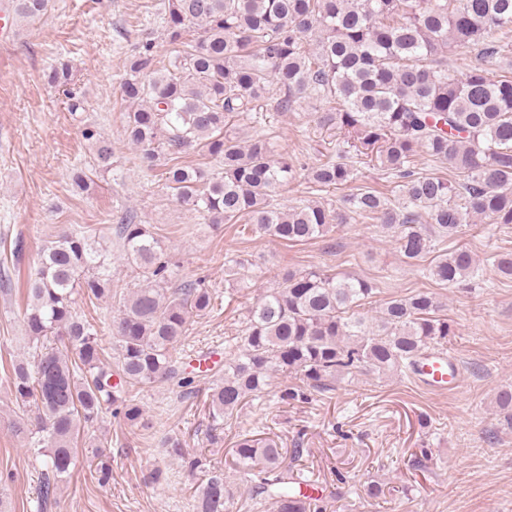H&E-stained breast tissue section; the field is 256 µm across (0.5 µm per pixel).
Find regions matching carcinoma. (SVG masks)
I'll use <instances>...</instances> for the list:
<instances>
[{
    "label": "carcinoma",
    "mask_w": 512,
    "mask_h": 512,
    "mask_svg": "<svg viewBox=\"0 0 512 512\" xmlns=\"http://www.w3.org/2000/svg\"><path fill=\"white\" fill-rule=\"evenodd\" d=\"M47 0H12L20 21L42 17ZM168 49L147 38L126 62L120 84L129 103L125 140L141 164L159 173L180 206L204 223L249 224L289 243L327 236L346 216L322 204L281 210L276 195L298 173L297 158L272 138L242 141L235 118L273 106L293 110L304 101L318 129L345 133L336 156L304 168L323 191L356 179L355 163L378 167L397 184L402 205L371 188L348 199V213L401 228L399 250L414 264L476 218L512 224V74L494 72L512 57V0H166ZM472 48L478 63L448 69L454 47ZM50 82L61 88L71 113L84 110L70 88L69 68ZM92 168L112 171V140L87 125ZM201 152L220 171L184 162ZM448 165L454 175L420 172L415 157ZM116 235L137 284L125 294L110 288L107 247L97 229L63 231L42 248L28 281L23 322L29 355L11 363L6 381L18 411L11 422L35 457L44 458L40 507L76 469L78 444L90 447L88 466L100 484L112 479L105 440L85 430L109 413L147 429L133 391L159 384H192L190 364L176 356L190 317L213 309L214 293L198 282H177L169 246L128 212L114 215ZM494 272L512 278V252L494 256ZM428 277L464 288L478 271L472 252L457 247L436 255ZM374 288L349 273L287 271L248 308L238 341L224 347V377L207 394L209 440L222 442L234 414L270 385L295 378L280 393L284 404L335 388L357 374L387 376L442 352L453 334L434 293L418 290L373 300ZM113 299L107 361L96 324L79 303ZM501 424L512 428V386L498 391ZM166 455L202 481L195 512H232L241 494L224 470L205 466L174 435ZM273 437L237 435L234 465L247 482L250 508L273 512H327L324 499L302 490L299 474L284 465Z\"/></svg>",
    "instance_id": "obj_1"
}]
</instances>
